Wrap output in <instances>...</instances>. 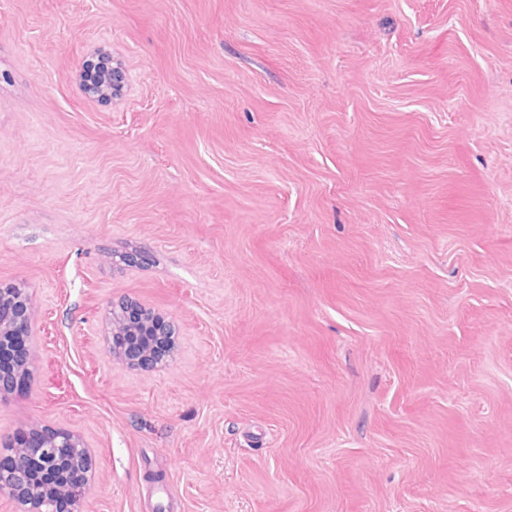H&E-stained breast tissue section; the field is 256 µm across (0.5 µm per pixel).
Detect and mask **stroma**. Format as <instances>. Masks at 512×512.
<instances>
[{
  "mask_svg": "<svg viewBox=\"0 0 512 512\" xmlns=\"http://www.w3.org/2000/svg\"><path fill=\"white\" fill-rule=\"evenodd\" d=\"M0 283L85 512H512V0H0ZM83 67V72L87 68L85 92L89 97L99 99L111 97L110 99H118L123 96L124 89L128 84V74L122 65L111 67L110 72L105 75L106 84L101 87H98L97 84V64H94V69L91 70L87 60L84 62ZM112 329V354L127 366L149 370L171 352L174 330L162 316L133 302L122 303Z\"/></svg>",
  "mask_w": 512,
  "mask_h": 512,
  "instance_id": "stroma-1",
  "label": "stroma"
}]
</instances>
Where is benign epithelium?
I'll return each instance as SVG.
<instances>
[{
    "mask_svg": "<svg viewBox=\"0 0 512 512\" xmlns=\"http://www.w3.org/2000/svg\"><path fill=\"white\" fill-rule=\"evenodd\" d=\"M85 92L92 98L118 99L128 84L122 66H113L98 86L96 70L89 69ZM34 307L27 288L20 284H0V360L8 356L10 366L0 363V395L9 392L20 376L29 372V348L13 349L17 336L33 339ZM174 330L162 316L133 303L120 306L112 329V354L127 366L149 370L161 363L173 348ZM30 448L21 461L7 444L0 445V501L6 500L14 512H84L83 499L92 458L84 439L62 428H36L21 437Z\"/></svg>",
    "mask_w": 512,
    "mask_h": 512,
    "instance_id": "1",
    "label": "benign epithelium"
}]
</instances>
